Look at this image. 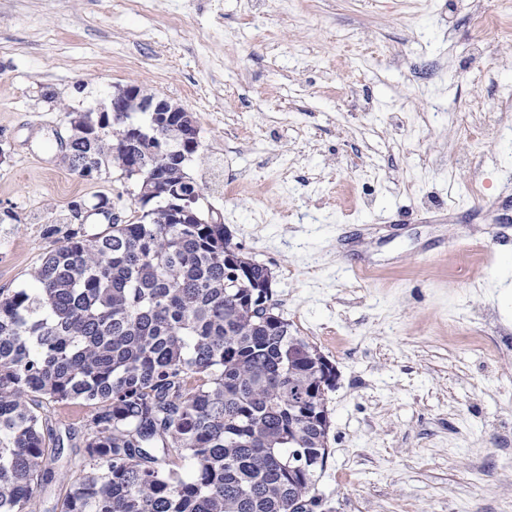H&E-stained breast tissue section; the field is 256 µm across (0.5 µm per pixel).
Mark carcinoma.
<instances>
[{"label":"carcinoma","mask_w":512,"mask_h":512,"mask_svg":"<svg viewBox=\"0 0 512 512\" xmlns=\"http://www.w3.org/2000/svg\"><path fill=\"white\" fill-rule=\"evenodd\" d=\"M137 112L75 142L73 166H121L147 138L183 141L180 117L140 124ZM184 166L140 181L158 205L134 221L51 227L60 244L35 287L0 288V512H33L54 480L69 489L52 512H294L288 453H316L329 435L322 422L301 445L293 434L322 356L287 322L268 331L257 297L271 272L224 224L173 222L177 193L202 196ZM46 401L90 408L77 476L57 465L74 433L52 425Z\"/></svg>","instance_id":"carcinoma-1"}]
</instances>
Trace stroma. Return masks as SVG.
Returning a JSON list of instances; mask_svg holds the SVG:
<instances>
[{
  "instance_id": "35a3bbf8",
  "label": "stroma",
  "mask_w": 512,
  "mask_h": 512,
  "mask_svg": "<svg viewBox=\"0 0 512 512\" xmlns=\"http://www.w3.org/2000/svg\"><path fill=\"white\" fill-rule=\"evenodd\" d=\"M512 0H0V288L118 166L65 161L66 112L141 87L195 115L202 215L274 274L336 367L318 512H512ZM212 32L201 42V32ZM247 193L225 196L227 183Z\"/></svg>"
}]
</instances>
